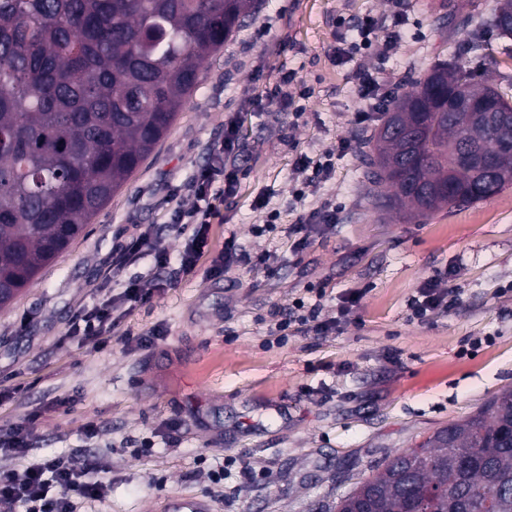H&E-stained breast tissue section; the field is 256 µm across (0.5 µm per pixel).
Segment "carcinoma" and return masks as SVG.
I'll use <instances>...</instances> for the list:
<instances>
[{
	"mask_svg": "<svg viewBox=\"0 0 512 512\" xmlns=\"http://www.w3.org/2000/svg\"><path fill=\"white\" fill-rule=\"evenodd\" d=\"M259 0H0V308L10 306L138 171L207 57ZM492 26L512 37V0ZM364 177L417 217L512 185V98L457 59L392 100ZM471 155L448 169L452 143ZM485 156L501 160L488 177ZM512 512V388L387 458L336 512Z\"/></svg>",
	"mask_w": 512,
	"mask_h": 512,
	"instance_id": "obj_1",
	"label": "carcinoma"
}]
</instances>
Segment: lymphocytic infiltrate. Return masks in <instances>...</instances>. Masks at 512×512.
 <instances>
[{"label": "lymphocytic infiltrate", "instance_id": "lymphocytic-infiltrate-1", "mask_svg": "<svg viewBox=\"0 0 512 512\" xmlns=\"http://www.w3.org/2000/svg\"><path fill=\"white\" fill-rule=\"evenodd\" d=\"M403 4L396 0L392 21L388 28H380L374 18L366 16L351 25L355 34L345 49L349 57L359 56L362 48H374L383 58L392 55L403 38ZM357 95L371 104L370 109L357 112L356 122L368 127L378 112L384 111L393 97V91L385 83L380 71L357 66L355 72ZM236 139L233 130H226L224 142L213 153L211 163L200 168L194 180L197 206L187 209L180 203L171 206L170 222L178 235L186 239L180 256L181 272L195 269L200 258L209 247L211 220L214 202L218 194H232L236 187L237 173L226 168L224 157L233 153ZM223 182L222 192H215L216 182ZM156 286L154 282L134 279L128 281L124 291L116 297L93 302L78 312L69 333L107 345L112 339L116 324L115 314L128 303H143L150 300ZM91 462L88 456L70 453L43 458L35 464L18 468L0 469V503L24 502L27 512H74L76 499L98 501L105 498L108 485L104 481H89L87 478Z\"/></svg>", "mask_w": 512, "mask_h": 512}]
</instances>
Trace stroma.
Instances as JSON below:
<instances>
[{
    "label": "stroma",
    "mask_w": 512,
    "mask_h": 512,
    "mask_svg": "<svg viewBox=\"0 0 512 512\" xmlns=\"http://www.w3.org/2000/svg\"><path fill=\"white\" fill-rule=\"evenodd\" d=\"M494 0H406L404 38L382 66L389 85L410 90L435 60L458 58L476 78L512 95V39L484 30L486 49H468L470 27ZM391 0H261L223 47L177 120L120 193L69 251L10 308L0 310V428L32 425L26 457L0 454V468L82 451L88 477L108 482L101 501L75 512H162L173 494L212 512H336L338 498L385 458L436 429L485 408L512 388V187L428 219L371 205L362 159L372 129L356 125L364 103L354 62L338 59L347 21L390 22ZM292 72L288 95L255 102L256 88ZM301 113H294V106ZM236 126L238 192L213 223V246L235 237L242 257L223 275L203 258L176 274L184 238L169 231V196L184 207L227 123ZM318 198L338 222L296 250L289 229L310 208L298 198L296 157L319 159L339 139ZM155 225L171 262L151 252L114 268L120 249ZM271 256L265 269L253 257ZM158 279L152 300L130 304L107 347L70 336L81 306ZM458 303L425 322L409 304L428 280ZM359 302L347 315L346 298ZM319 304L337 327L302 330L278 344L276 311ZM162 327V340L138 334ZM98 426L94 436L86 422ZM223 471L222 484L211 475Z\"/></svg>",
    "instance_id": "obj_1"
}]
</instances>
